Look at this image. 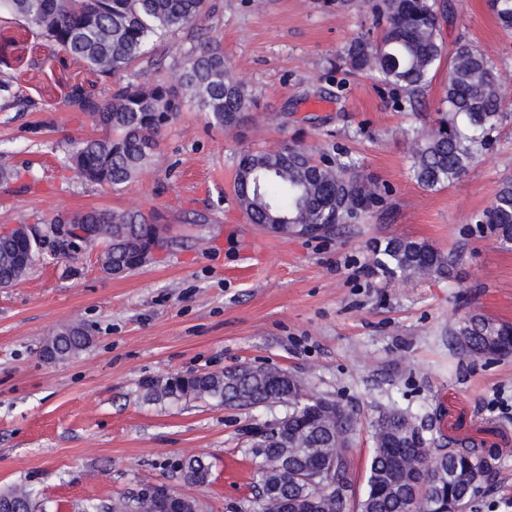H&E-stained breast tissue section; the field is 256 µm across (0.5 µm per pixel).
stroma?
<instances>
[{"mask_svg": "<svg viewBox=\"0 0 512 512\" xmlns=\"http://www.w3.org/2000/svg\"><path fill=\"white\" fill-rule=\"evenodd\" d=\"M206 25L257 106L243 127L209 126L186 106L163 132L158 155L117 189L79 181L63 165L70 141L99 135L92 117L64 100L81 83L97 93L112 78L68 61L13 28L38 64L22 86L36 101L0 112V158L21 178L0 181V230L47 226L55 216L109 208H157L175 245L129 274L103 272L101 246L43 255L0 288V491L34 489L43 512H78L92 500L135 498L163 485L200 512H253L260 488L255 433L288 411L276 403L220 406L150 397V382L244 365L288 372L307 394L357 417L351 495L366 487L373 423L393 408L444 436L485 440L491 481L466 512H512V355L462 358L450 327L479 313L512 324V245L470 217L512 180V98L491 145L453 184L429 190L409 173L407 141L434 124L457 46H477L512 86V35L486 0H437L445 50L422 111L374 75L332 70L355 37L378 36L364 0H210ZM303 143L348 152L384 202L357 224L315 237L249 223L232 193L246 150ZM409 238L456 254L455 279L390 277L373 242ZM90 346L47 360L46 340L72 323ZM191 456L211 464L207 485L186 483Z\"/></svg>", "mask_w": 512, "mask_h": 512, "instance_id": "obj_1", "label": "stroma"}]
</instances>
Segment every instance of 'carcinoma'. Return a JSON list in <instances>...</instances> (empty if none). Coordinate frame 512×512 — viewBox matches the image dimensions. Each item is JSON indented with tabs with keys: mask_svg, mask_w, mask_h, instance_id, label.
Instances as JSON below:
<instances>
[{
	"mask_svg": "<svg viewBox=\"0 0 512 512\" xmlns=\"http://www.w3.org/2000/svg\"><path fill=\"white\" fill-rule=\"evenodd\" d=\"M380 29L377 38L357 37L339 57L350 72H375L380 81L402 89L411 107L430 83L431 72L443 52L436 0H368ZM500 27L512 32V0H487ZM209 16L207 0H0V24L23 23L36 38L54 44L66 57L80 58L104 76L115 78L112 93L99 98L76 85L67 93L69 104L90 114L104 130L96 137L71 144L66 166L85 182L116 188L136 179L152 166L162 131L182 112L185 100L205 113L208 123L226 131L243 126L255 106L252 91L224 59L220 41L204 35ZM183 32L192 45L172 66L174 78L154 80L142 72L140 81H127L129 71L147 55L150 42ZM16 42H0L1 109L23 101L12 93L10 56ZM508 92L488 58L469 44L458 46L448 71L442 103L446 113L437 126L409 143L410 169L427 189L449 185L466 174L476 155L489 146V135L504 118ZM236 200L252 224H295L318 231L338 224H357L379 207L382 190L364 179L353 160L301 145L276 150L244 151L237 160L233 184ZM472 221L487 225L503 244H512V182H506L490 206ZM59 219L51 220L49 244L56 256L76 241L103 244L102 263L129 273L135 270V249H162L167 240L157 229L155 210L140 208L75 213L68 230L59 235ZM43 244L28 246L11 236L0 237V284L8 285L33 266L29 255L42 254ZM375 265L392 276L454 278L455 259L425 241L394 238L373 246ZM465 331L469 344L462 355L485 351L489 356L512 353V325L480 314L466 327L456 325L450 335ZM54 358L64 360L85 349V332H58ZM282 388L275 371L258 367L228 373H208L149 386L156 400L182 397L211 399L231 405L243 397L251 404L272 402ZM280 437L268 448L259 468L260 481L276 483L302 498L318 497L320 512H345L347 500L318 484H297V475L315 464L336 460L332 479H350L349 452L355 430L353 413L332 399L315 405L288 404ZM374 453L367 487L357 512H455L466 485L474 480L473 463L485 457L484 446L438 438L417 417L390 408L379 411L373 425ZM423 448L442 455L450 469L448 482L437 487L425 467ZM210 463L190 457L182 464L196 485L206 482ZM20 512H37L32 491L16 486L0 493Z\"/></svg>",
	"mask_w": 512,
	"mask_h": 512,
	"instance_id": "cac0c4a2",
	"label": "carcinoma"
}]
</instances>
